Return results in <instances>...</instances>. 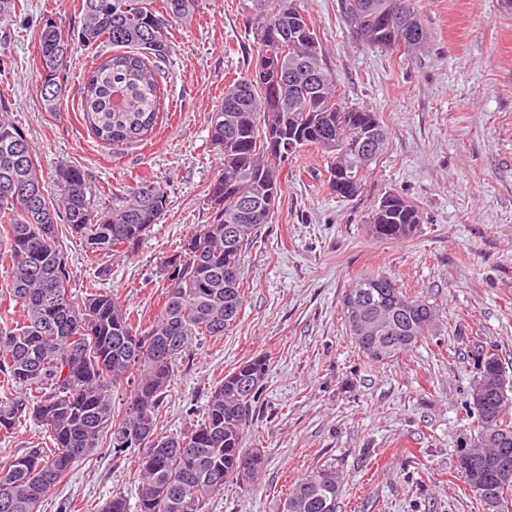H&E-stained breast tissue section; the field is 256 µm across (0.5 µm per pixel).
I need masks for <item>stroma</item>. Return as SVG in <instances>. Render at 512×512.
<instances>
[{
  "instance_id": "1",
  "label": "stroma",
  "mask_w": 512,
  "mask_h": 512,
  "mask_svg": "<svg viewBox=\"0 0 512 512\" xmlns=\"http://www.w3.org/2000/svg\"><path fill=\"white\" fill-rule=\"evenodd\" d=\"M243 0H196L173 23L163 66L168 113L147 144L112 146L88 130L76 98L42 105L39 27L45 14L80 26L79 0H26L0 25L11 67L0 74L10 117L33 142L45 179L60 163L81 167L97 213L138 180L166 187L169 207L133 252L91 257L66 225L59 240L73 298L106 289L150 325L163 305L158 267L210 216L208 190L221 164L209 137L212 110L256 55ZM336 71L346 103L376 112L388 133L359 196L327 185L325 155L306 148L283 167V194L245 257L246 302L221 337L199 336L178 361L157 431L178 436L201 419L225 373L269 355L262 406L246 433L267 468L251 487L227 486L207 512H279L305 473L333 466L344 476L337 512H485L458 465L474 438L470 356L498 354L512 384V0H420L424 47L405 56L368 50L348 34L338 0H299ZM394 191L422 221L404 240L373 235L371 211ZM364 273L383 275L437 309L427 343L385 364L368 362L346 332L341 297ZM52 447L33 422L0 432V464L32 446ZM135 455L107 442L47 494L39 512H102L112 494L135 501Z\"/></svg>"
}]
</instances>
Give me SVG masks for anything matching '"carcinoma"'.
I'll return each mask as SVG.
<instances>
[{"instance_id": "cac0c4a2", "label": "carcinoma", "mask_w": 512, "mask_h": 512, "mask_svg": "<svg viewBox=\"0 0 512 512\" xmlns=\"http://www.w3.org/2000/svg\"><path fill=\"white\" fill-rule=\"evenodd\" d=\"M419 0H338L349 33L366 49L407 54L426 38ZM195 0H79L77 38L106 45L105 57L80 84L78 108L94 136L110 145H136L153 135L162 100L161 63L171 53L170 28L192 16ZM257 55L244 75L224 87L210 119V142L222 169L209 188L211 215L160 265L165 300L144 328L118 298L102 291L82 301L68 289L71 268L58 236L65 224L87 251L109 256L134 249L168 208L161 185L142 181L112 194V209L94 214L85 172L61 164L48 190L34 148L0 98V263L6 291L23 319L0 317V431L22 419L41 424L54 451L29 448L0 466V512H38L41 499L80 459L109 438L115 455L139 458L135 512H205L228 483L250 486L266 457L244 445L256 414L270 358L257 355L224 375L210 392L200 422L181 436L157 437V417L174 366L193 338L220 337L239 318L245 255L258 230L272 222L265 198L283 193L282 165L314 146L328 154V186L341 198L358 195L370 167L384 153L387 132L377 116L336 95V72L298 0H247ZM72 34L53 16L41 18L40 97L48 112L67 104ZM419 209L398 193L374 207L371 230L381 239H406ZM341 311L355 348L384 363L432 335L435 308L380 274L355 279ZM478 375L469 404L476 422L475 460L493 464L501 448L490 435L512 438V398L497 354L474 348ZM126 385L123 411L113 396ZM344 478L323 467L295 480L281 512H336ZM478 497L488 510L512 497V484L491 467Z\"/></svg>"}]
</instances>
